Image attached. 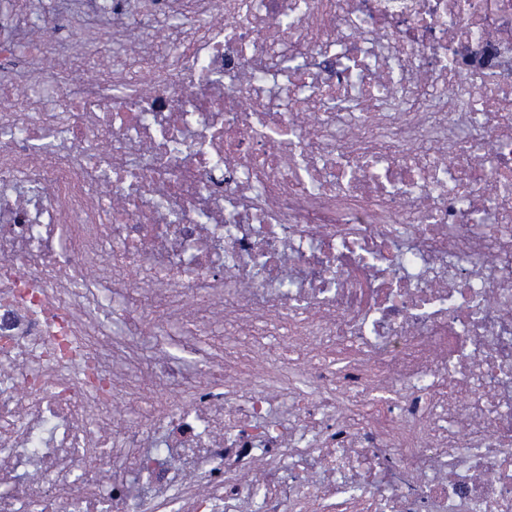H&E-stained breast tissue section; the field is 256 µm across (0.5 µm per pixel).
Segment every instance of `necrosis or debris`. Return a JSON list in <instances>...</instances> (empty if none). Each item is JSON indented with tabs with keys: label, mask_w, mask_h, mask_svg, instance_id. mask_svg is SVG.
<instances>
[{
	"label": "necrosis or debris",
	"mask_w": 512,
	"mask_h": 512,
	"mask_svg": "<svg viewBox=\"0 0 512 512\" xmlns=\"http://www.w3.org/2000/svg\"><path fill=\"white\" fill-rule=\"evenodd\" d=\"M96 4L0 34V512H512V0Z\"/></svg>",
	"instance_id": "1"
}]
</instances>
